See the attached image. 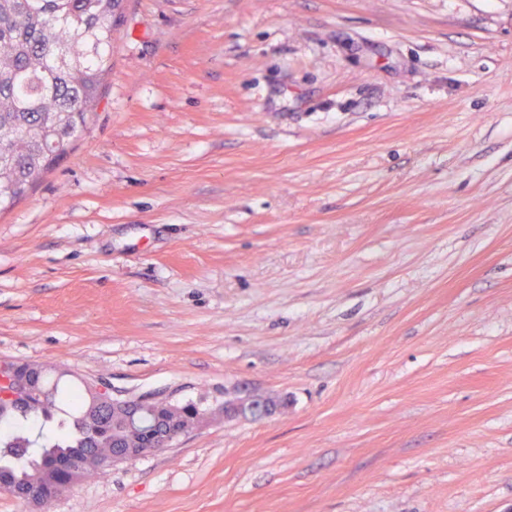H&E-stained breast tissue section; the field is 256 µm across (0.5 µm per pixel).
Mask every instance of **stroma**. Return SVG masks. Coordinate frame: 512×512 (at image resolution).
I'll list each match as a JSON object with an SVG mask.
<instances>
[{"label": "stroma", "mask_w": 512, "mask_h": 512, "mask_svg": "<svg viewBox=\"0 0 512 512\" xmlns=\"http://www.w3.org/2000/svg\"><path fill=\"white\" fill-rule=\"evenodd\" d=\"M0 359L281 405L46 512H512V0H125Z\"/></svg>", "instance_id": "obj_1"}]
</instances>
